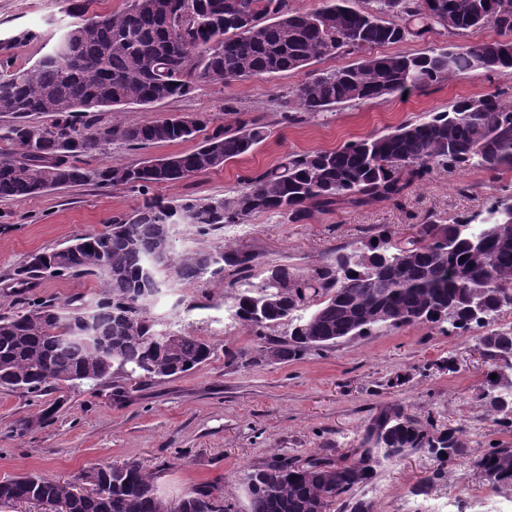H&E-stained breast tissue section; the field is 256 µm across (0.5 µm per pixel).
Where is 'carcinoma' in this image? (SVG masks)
Returning a JSON list of instances; mask_svg holds the SVG:
<instances>
[{
    "instance_id": "1",
    "label": "carcinoma",
    "mask_w": 512,
    "mask_h": 512,
    "mask_svg": "<svg viewBox=\"0 0 512 512\" xmlns=\"http://www.w3.org/2000/svg\"><path fill=\"white\" fill-rule=\"evenodd\" d=\"M93 0H71L68 10L83 22L66 32L52 50L27 68H13L9 51L27 42L20 31L0 48V113L17 118L0 153V198L23 199L47 190L96 182L146 188L178 182L252 152L270 135L259 118L218 126L188 152L98 169L80 158L119 139L132 149L190 141L205 131L200 115L189 129L170 119L124 124L102 133L90 131L94 113L129 105L152 108L188 95L199 83H224L253 75H276L339 53L356 54L350 66L314 75L289 92L299 112L318 115L339 104H356L452 80L472 70L512 68V42L491 40L476 46L433 45L404 55H373L376 45L433 36L464 37L478 28L512 32V0H323L300 12L290 0H126L118 15L89 13ZM472 98L448 110L427 112L387 133L344 144L336 150L289 153L278 165L243 177L229 197L150 198L132 214L119 216L90 243L52 250L45 256L57 274H90L104 283L90 304L28 303L26 310L0 315V386L43 393L58 382L98 385L112 381L141 383L194 370L213 354L190 333L170 336L155 350L154 323L137 299L140 273L150 257L172 253L171 224L201 230L238 224L257 214L274 213L291 224H305L314 213L348 203H398L407 191L437 170L478 168L493 174L512 169V105L497 94L484 96V110L470 111ZM33 114L50 117L30 122ZM486 224H512V190L491 197L482 213L452 221L432 214L415 232L393 239L381 229L377 242L352 253L336 252L305 273L285 266L267 268L264 278L234 295L235 315L281 360L302 358L306 337L329 340L382 327L442 323L443 308L453 309L449 326L480 325L469 315L476 301L495 315L512 298V239L485 242L489 262L473 258L474 242ZM464 261H459V258ZM257 256L228 245L196 251L150 267L157 284L171 272L193 281L205 272L219 277L231 271L251 276ZM281 275L275 295L267 296L272 270ZM92 315L91 332L75 329L76 316ZM288 326V338L273 341L269 332ZM494 366L512 357V331L480 337ZM407 448L450 462L470 454L457 429L431 434L398 406L375 414L356 448L336 454L312 451L279 455L244 478L248 512H311L316 499L327 506L342 502L345 512H374V504L350 497L368 482L380 460H394ZM482 472L495 473L493 484L512 486V447L494 448L476 460ZM98 482L82 488L73 481L29 474L0 481V504L36 501L66 512H224L223 489L202 484L192 494L168 499L157 488L158 472L135 462L97 468Z\"/></svg>"
}]
</instances>
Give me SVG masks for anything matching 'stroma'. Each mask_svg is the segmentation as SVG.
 <instances>
[{
    "label": "stroma",
    "instance_id": "obj_1",
    "mask_svg": "<svg viewBox=\"0 0 512 512\" xmlns=\"http://www.w3.org/2000/svg\"><path fill=\"white\" fill-rule=\"evenodd\" d=\"M77 22L65 0H0V41L20 30L35 34L13 52L21 68L32 65ZM352 62L338 56L274 76L201 83L187 96L150 109L100 112V131L194 113L207 116L214 127L261 117L271 133L252 153L223 168L145 191L88 183L22 200L0 199V315L20 311L27 297L56 303L92 300L102 286L92 275L38 276L26 292L16 288V278L30 255L103 231L114 217L137 210L145 196L228 197L240 189L242 176L277 164L284 154L336 149L423 113L447 110L463 98L498 92L504 102H512V69L475 70L405 96L342 104L317 118L282 121V113L291 109V87ZM193 147L186 141L132 150L115 140L85 161L100 168ZM503 183H512V172L498 180L476 168L438 170L396 206L342 207L314 214L304 224L273 214L204 232L179 224L173 229V253L229 243L257 254L255 278L275 265L303 272L338 250L359 248L378 230L412 233L428 213L452 219L483 211ZM462 184L469 186L468 194H458ZM249 286V280L233 276L172 279L147 306L158 329L188 332L213 347L209 361L182 376L145 386L128 382L125 397L118 400L107 381L95 386L62 382L40 396L0 387V481L31 472L67 480L101 465L135 461L160 471L158 486L166 497L216 484L224 489L229 512H247L242 480L248 471L278 454L355 447L371 416L395 405L429 431L461 429L471 455L441 467L424 452L382 462L372 482L356 490L357 498L373 502L376 512H512V489L485 481L473 464L492 446L512 447V424L503 423L481 399L492 364L479 341L485 329L512 327V307L484 329L381 328L308 351L298 360H269L257 357L255 336L232 315L233 295Z\"/></svg>",
    "mask_w": 512,
    "mask_h": 512
}]
</instances>
